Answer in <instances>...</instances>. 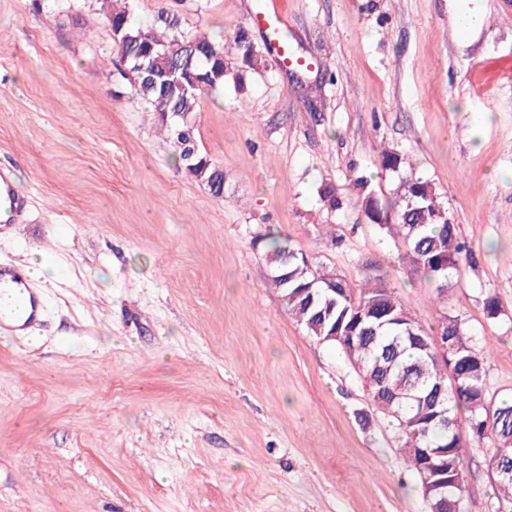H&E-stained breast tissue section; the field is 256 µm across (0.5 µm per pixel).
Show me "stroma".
Masks as SVG:
<instances>
[{
	"label": "stroma",
	"instance_id": "obj_1",
	"mask_svg": "<svg viewBox=\"0 0 512 512\" xmlns=\"http://www.w3.org/2000/svg\"><path fill=\"white\" fill-rule=\"evenodd\" d=\"M279 2L312 68L278 65L262 0H134L142 26L171 12L224 46L244 27L262 55L198 101L217 197L136 95L104 0H0V166L30 196L0 264L57 272L40 345L0 338V512H428L395 422L289 315L261 236L356 289L379 275L429 332L460 318L491 350L488 400L512 397V0H479L465 42L457 0ZM411 175L472 253L441 292L363 213ZM491 448H464L459 512H496ZM457 32L462 38H467L480 31L483 26L482 13L474 8L464 6L457 15Z\"/></svg>",
	"mask_w": 512,
	"mask_h": 512
}]
</instances>
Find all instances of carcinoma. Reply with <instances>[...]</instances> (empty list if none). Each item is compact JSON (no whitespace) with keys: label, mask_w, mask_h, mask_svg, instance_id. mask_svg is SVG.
I'll list each match as a JSON object with an SVG mask.
<instances>
[{"label":"carcinoma","mask_w":512,"mask_h":512,"mask_svg":"<svg viewBox=\"0 0 512 512\" xmlns=\"http://www.w3.org/2000/svg\"><path fill=\"white\" fill-rule=\"evenodd\" d=\"M106 20L124 26L129 67L143 63L148 68L133 71L135 93L153 112L169 113V119L161 118L159 123L174 143L179 115L194 118L203 93L224 87L229 78L242 85L246 73L261 61L241 54L235 65H229L224 61V47L205 36L183 35L173 15L161 16L156 27L145 28L133 17L131 0H112ZM172 67L201 78L199 86L188 94L164 90L160 76ZM178 158L184 169L201 173V181L213 194L224 192V172L207 155L199 151L188 159L181 150ZM390 209L393 218L387 228L402 236L415 270L432 285L451 278L467 254L458 240L457 226L439 215L441 208L431 183L422 177L401 182ZM259 245L265 250L271 283L288 311L310 335L340 350L364 381L374 404L394 420L404 437L405 464L416 477H421L427 461L419 449L444 452L435 461H444L451 477L462 465L467 441L492 439L497 447L489 467L502 494L499 506L512 512V399L487 407V354L472 346L458 317L446 316L439 326V332L448 334L445 355L431 347V335L420 323L414 324L413 334L406 332L408 310L384 286L376 284L356 294L344 279L323 274L320 284L334 282L336 292L312 288L316 271L304 253L283 244H267L262 238L254 242ZM334 330L344 339L329 338ZM440 385L456 387V394L448 395V416L454 419L451 426L437 418L443 407ZM462 409L468 411L463 423L458 421ZM461 492L462 487L448 483L444 494L430 493L428 509L457 512Z\"/></svg>","instance_id":"obj_1"}]
</instances>
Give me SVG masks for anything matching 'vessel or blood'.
Returning <instances> with one entry per match:
<instances>
[{
	"label": "vessel or blood",
	"instance_id": "b4317fda",
	"mask_svg": "<svg viewBox=\"0 0 512 512\" xmlns=\"http://www.w3.org/2000/svg\"><path fill=\"white\" fill-rule=\"evenodd\" d=\"M256 20L262 24L270 50L274 51L284 66H292L293 58L281 40L280 31L286 24L278 0H270L267 12L258 14ZM0 210L4 211L7 224L22 222L25 206L15 190L9 170L0 169ZM11 292L16 296L12 306L0 307V334L23 336L34 328L41 317L40 295L36 289L14 268L0 265V293Z\"/></svg>",
	"mask_w": 512,
	"mask_h": 512
}]
</instances>
